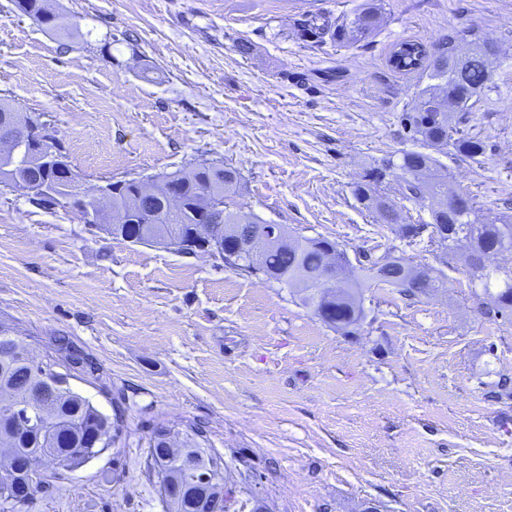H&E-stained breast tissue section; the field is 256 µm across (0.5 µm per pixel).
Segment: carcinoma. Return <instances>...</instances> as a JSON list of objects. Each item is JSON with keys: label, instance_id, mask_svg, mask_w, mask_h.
I'll return each instance as SVG.
<instances>
[{"label": "carcinoma", "instance_id": "carcinoma-1", "mask_svg": "<svg viewBox=\"0 0 512 512\" xmlns=\"http://www.w3.org/2000/svg\"><path fill=\"white\" fill-rule=\"evenodd\" d=\"M24 15L56 35L71 34L73 23L64 14L51 11L47 0H15ZM381 15V0H365L352 14L335 20L314 15L301 22L296 31L304 41L318 43L328 36L338 43L357 44L366 40L375 29ZM494 56L473 30H452L428 46L418 40L397 43L389 56V66L397 73H425L432 83L422 89L413 109L403 113L400 123L409 137L420 143L422 150L388 154L371 165L354 186L353 194L362 207L373 214L376 223L386 225L402 239L411 242L420 237V224L408 221L403 209L385 193V171L396 163L406 174L400 193L409 202L427 201L431 223L435 224L429 242L448 256H453L456 242L466 239L475 250L488 252L505 242L512 244V218L502 216L485 220L473 201L465 209L448 215L442 208L448 196L447 172L433 155L450 150L455 158L477 162L487 151V144L473 137H453L452 116L448 106L458 112L471 111V100L491 88L493 73L490 59ZM4 134H22L17 126L27 129L26 148L35 140L31 115L0 99V124ZM39 168L22 165L5 167L0 163V176L25 181L35 178ZM240 174L231 167H193L165 174L159 179H124L107 181L112 208L105 221L122 211L126 200L141 199V208L125 211L128 224H152L160 231L178 236L184 251L196 253L205 249L209 240L197 233L196 210L204 194L224 201V224H259L261 219L237 204ZM174 186L180 198L178 218H169V186ZM335 251L336 261L346 262L339 244L325 238L307 239L288 236V243L262 259L239 254L231 269L248 273L251 268L265 269L271 280L295 290L299 301L314 309L329 327L349 336L357 332L364 318L362 288L367 280L392 288L402 280H410L400 290L406 297L425 295L445 287L435 278L430 282L411 277L415 266L403 268L390 263L378 266L345 268L334 287H324L320 278L328 250ZM492 275H483V294L490 297L484 311L489 317L512 316V274L504 275L502 285L492 288ZM67 349L65 339H58L54 352L36 355L31 344L15 335L11 327L0 323V457L13 454H41L54 450L51 471L35 470L17 474L6 464H0V497L11 496L22 504L34 503L37 495L62 484L80 465L112 447L123 429L122 414L109 416L71 386H58L69 381L71 372L95 371L92 362L71 352L61 360L56 354ZM64 371H59V368ZM165 426L154 428L149 438L151 468L160 478L161 495L167 512H207L211 493L200 476L208 470L217 455L202 449L207 441L204 428L191 425L183 432L178 459L160 451L157 436Z\"/></svg>", "mask_w": 512, "mask_h": 512}]
</instances>
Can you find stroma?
<instances>
[{
    "label": "stroma",
    "mask_w": 512,
    "mask_h": 512,
    "mask_svg": "<svg viewBox=\"0 0 512 512\" xmlns=\"http://www.w3.org/2000/svg\"><path fill=\"white\" fill-rule=\"evenodd\" d=\"M362 2L49 0L79 25L66 49L0 0V98L44 113L82 192L216 163L239 172L236 201L261 219L445 282L413 299L366 282L365 318L346 336L262 276L0 193V322L35 354L63 338L93 359L71 387L125 419L115 447L27 512H164L149 435L191 423L224 459L226 512H512V318L484 315L463 259L443 264L353 195L376 159L415 147L399 117L428 79L393 72V45L471 28L499 47L494 86L462 126L489 148L442 162L450 190L504 212L512 0H384L363 42L297 37L305 15Z\"/></svg>",
    "instance_id": "obj_1"
}]
</instances>
